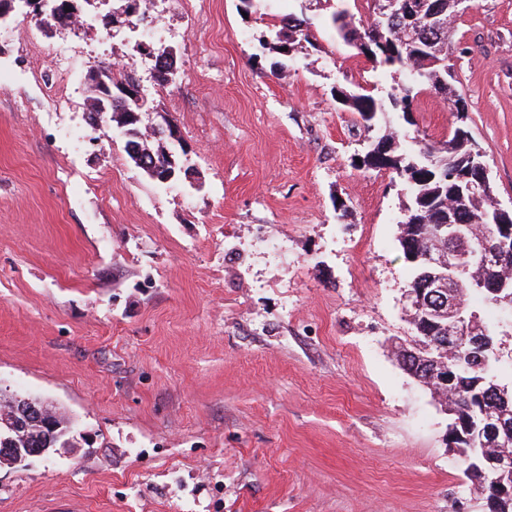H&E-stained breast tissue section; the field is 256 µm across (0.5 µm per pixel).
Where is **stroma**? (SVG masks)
Returning a JSON list of instances; mask_svg holds the SVG:
<instances>
[{
    "instance_id": "35a3bbf8",
    "label": "stroma",
    "mask_w": 512,
    "mask_h": 512,
    "mask_svg": "<svg viewBox=\"0 0 512 512\" xmlns=\"http://www.w3.org/2000/svg\"><path fill=\"white\" fill-rule=\"evenodd\" d=\"M87 23L0 21V390L52 401L69 443L0 467V512H486L449 417L398 366L411 268L406 184L359 159L337 90L384 100L407 74L340 36L364 0H79ZM309 42L270 48L280 16ZM173 50L160 81L152 53ZM121 63L186 168L162 185L86 119ZM451 98L390 112L399 150L439 143L454 101L512 205V0H472Z\"/></svg>"
}]
</instances>
